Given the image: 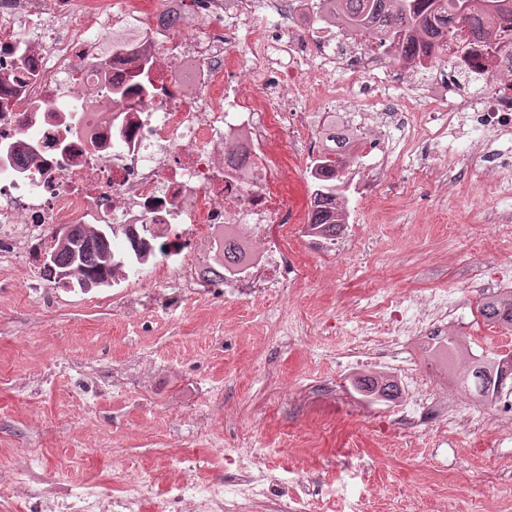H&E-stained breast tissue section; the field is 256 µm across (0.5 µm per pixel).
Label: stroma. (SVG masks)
I'll use <instances>...</instances> for the list:
<instances>
[{"mask_svg":"<svg viewBox=\"0 0 512 512\" xmlns=\"http://www.w3.org/2000/svg\"><path fill=\"white\" fill-rule=\"evenodd\" d=\"M374 109L422 98L435 84L421 68L411 84L379 72ZM390 142L399 157L384 183L381 211L351 194L363 238L352 253L329 254L331 279L265 299L226 295L206 306L159 309L151 319L124 313L121 289L64 292L22 255L0 258V468L27 449L45 476L112 493L113 471L151 474L153 497L195 458L202 483H233L238 459L319 512H482L495 500L512 512V430L452 431L422 407L417 431L404 429L395 401L367 398L355 376L416 362L439 392L462 394L456 363L430 361L424 342L401 337L391 362L352 350L353 332L381 320L372 292L421 289L449 295L469 352L512 354V331L490 337L478 303L512 285L499 273L512 238L476 253L469 227L512 216V170L436 169L420 185L419 149ZM320 482L301 485L305 473Z\"/></svg>","mask_w":512,"mask_h":512,"instance_id":"1","label":"stroma"}]
</instances>
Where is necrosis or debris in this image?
<instances>
[{
	"label": "necrosis or debris",
	"mask_w": 512,
	"mask_h": 512,
	"mask_svg": "<svg viewBox=\"0 0 512 512\" xmlns=\"http://www.w3.org/2000/svg\"><path fill=\"white\" fill-rule=\"evenodd\" d=\"M180 4L186 15H207L210 25L169 22V0H0V252L21 249L35 260L50 229L111 225L113 250L131 254L113 264L112 287L146 277L124 301L139 315L162 299L164 283L193 302L225 291L246 297L302 287L322 268L283 250L279 238L286 232L321 251L349 252L352 237L313 233L310 212L291 206L283 160L325 153L315 115L349 99L333 84L332 65L349 64L353 83L363 89L374 72L400 78L418 67L416 60L396 58L372 28L345 31L328 65L305 67L326 39L317 0H272L262 23L279 35L277 47L259 40L245 52L232 29L218 22L231 16L254 25L253 0ZM470 7L483 19L482 39L464 25L441 38L412 32L428 53V67L454 69L446 92L429 98L421 112L366 113L338 158L343 174L373 192L391 178L393 151L376 134L383 127L397 128L406 144L419 146L469 119L466 152L452 150L440 160L451 169L463 158L485 165L490 135L512 133V53L504 48L512 41V0L494 8L488 0H470ZM292 17L296 37L281 38ZM461 73L480 82L478 98L462 94ZM308 98L316 112L297 109V101ZM377 152L381 164L363 166V158ZM228 231L248 251L246 270L236 275L215 258V245ZM374 305L392 326L364 327L368 352L392 351L398 337L410 333L437 350L448 335V301L415 295L400 303L378 293ZM403 374L413 403L436 405L442 423L487 429L512 412V395L500 397L498 413L478 412L467 401L440 400L413 366ZM137 489L112 496L75 483L40 494L46 512H133L150 494L148 485ZM271 496V487L249 474L229 494L186 480L153 509L169 512L175 504L180 512H199L208 500L219 512H269Z\"/></svg>",
	"instance_id": "obj_1"
}]
</instances>
